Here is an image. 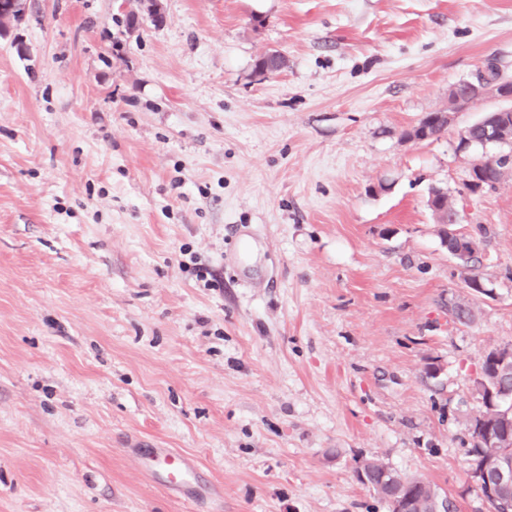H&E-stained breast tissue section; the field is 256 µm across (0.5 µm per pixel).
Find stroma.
<instances>
[{"label":"stroma","mask_w":512,"mask_h":512,"mask_svg":"<svg viewBox=\"0 0 512 512\" xmlns=\"http://www.w3.org/2000/svg\"><path fill=\"white\" fill-rule=\"evenodd\" d=\"M162 5L27 0L0 36V512H386L368 459L488 512L468 421L512 346V173L464 191L487 152L459 134L499 102L403 133L487 63L512 78V0ZM135 441L222 498L172 497Z\"/></svg>","instance_id":"35a3bbf8"}]
</instances>
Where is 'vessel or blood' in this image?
I'll list each match as a JSON object with an SVG mask.
<instances>
[{
  "label": "vessel or blood",
  "mask_w": 512,
  "mask_h": 512,
  "mask_svg": "<svg viewBox=\"0 0 512 512\" xmlns=\"http://www.w3.org/2000/svg\"><path fill=\"white\" fill-rule=\"evenodd\" d=\"M134 457L145 459V474L148 479L164 490L184 499H191L202 493L216 492V485L201 486L199 465L190 455L172 448H132Z\"/></svg>",
  "instance_id": "obj_1"
}]
</instances>
